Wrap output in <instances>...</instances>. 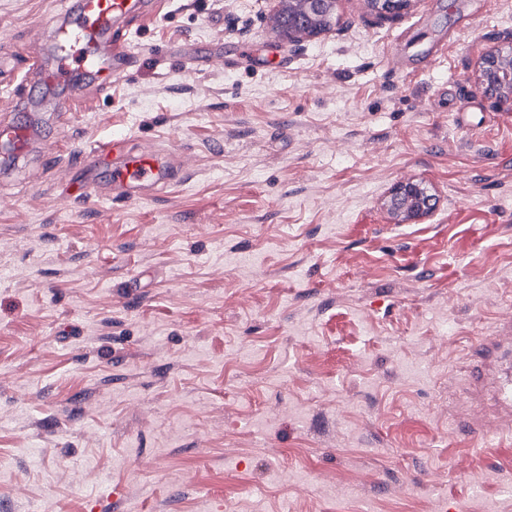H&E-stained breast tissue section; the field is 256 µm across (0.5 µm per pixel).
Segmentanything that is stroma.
Masks as SVG:
<instances>
[{
  "label": "stroma",
  "mask_w": 512,
  "mask_h": 512,
  "mask_svg": "<svg viewBox=\"0 0 512 512\" xmlns=\"http://www.w3.org/2000/svg\"><path fill=\"white\" fill-rule=\"evenodd\" d=\"M0 0V118L47 21ZM512 0H165L111 85L59 90L0 167V512H512V105L475 85ZM124 137L178 179L76 198ZM419 180L434 211L382 200ZM277 5L274 15L283 13H306L313 19L325 14H335L336 0H274ZM120 143V139L113 138L112 140H107L106 142L100 141L93 145L90 149L86 150L82 154L81 160L87 172H92L97 169L101 162L108 156L110 144H112V151L114 152V148ZM435 197L416 180L396 183L384 197L382 206L395 224L419 221L429 216L435 206Z\"/></svg>",
  "instance_id": "35a3bbf8"
}]
</instances>
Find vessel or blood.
Instances as JSON below:
<instances>
[{
  "label": "vessel or blood",
  "instance_id": "1",
  "mask_svg": "<svg viewBox=\"0 0 512 512\" xmlns=\"http://www.w3.org/2000/svg\"><path fill=\"white\" fill-rule=\"evenodd\" d=\"M155 9L156 0H75L65 17L50 26L51 65L34 60L30 83L36 88L65 84L78 75L90 87L111 82L113 75L127 66L129 60L114 39L119 24ZM30 139L31 134L25 127L0 120L1 141L23 151ZM174 176V169L165 167L154 151H128L113 161L108 186L94 188L93 193L129 198L141 188L166 187Z\"/></svg>",
  "mask_w": 512,
  "mask_h": 512
}]
</instances>
